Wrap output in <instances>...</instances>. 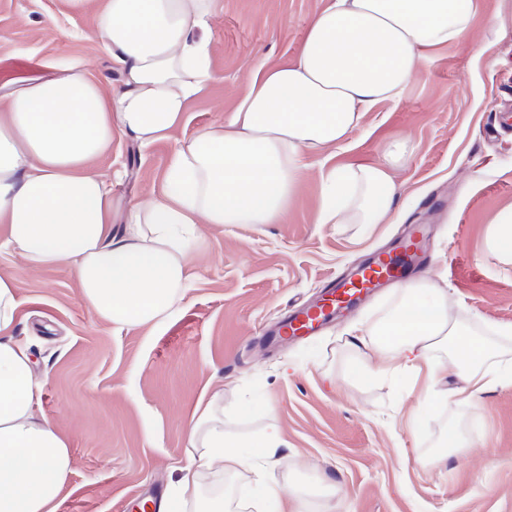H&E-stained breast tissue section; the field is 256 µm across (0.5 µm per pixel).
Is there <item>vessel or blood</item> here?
I'll return each instance as SVG.
<instances>
[{"instance_id":"b4317fda","label":"vessel or blood","mask_w":512,"mask_h":512,"mask_svg":"<svg viewBox=\"0 0 512 512\" xmlns=\"http://www.w3.org/2000/svg\"><path fill=\"white\" fill-rule=\"evenodd\" d=\"M423 225H414L408 238L395 251L374 255L348 276L330 282L320 299L312 305L294 310L279 324V338H300L316 333L336 312L365 300L378 288L403 279L420 265Z\"/></svg>"}]
</instances>
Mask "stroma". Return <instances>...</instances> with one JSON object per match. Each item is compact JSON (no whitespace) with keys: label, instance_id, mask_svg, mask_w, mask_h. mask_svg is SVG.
Returning <instances> with one entry per match:
<instances>
[{"label":"stroma","instance_id":"stroma-1","mask_svg":"<svg viewBox=\"0 0 512 512\" xmlns=\"http://www.w3.org/2000/svg\"><path fill=\"white\" fill-rule=\"evenodd\" d=\"M103 0H0V82L42 63H73L116 85L102 48ZM215 75L166 138L139 147L125 134L90 167L112 190L116 217L129 201L167 191L179 144L223 123L252 73L292 63L312 18L331 0H214ZM512 0H478L473 32L428 48L400 101L364 112L337 147L301 158L304 177L275 224H205L191 280L163 324L120 328L83 301L74 270L25 266L0 224V276L16 278L17 335L40 386L36 412L66 439L72 471L58 512H139L150 490H170L188 460V429L203 396L223 389L224 431L249 438L277 427L286 441L270 481L305 488L325 512H512V386L473 404L422 402V384L353 378L346 331L394 302L392 288L337 314L315 336L267 348L263 332L292 306L317 300L325 280L389 247L405 224H431L422 276L448 298V316L512 324V266L486 249L496 216L512 208ZM409 138L393 168L400 219L319 223L320 181L334 167L369 165L380 145ZM254 398L270 413L235 414ZM463 447L439 466L448 427Z\"/></svg>","mask_w":512,"mask_h":512}]
</instances>
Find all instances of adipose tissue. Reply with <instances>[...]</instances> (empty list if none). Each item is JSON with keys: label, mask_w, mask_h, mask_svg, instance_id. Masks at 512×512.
<instances>
[{"label": "adipose tissue", "mask_w": 512, "mask_h": 512, "mask_svg": "<svg viewBox=\"0 0 512 512\" xmlns=\"http://www.w3.org/2000/svg\"><path fill=\"white\" fill-rule=\"evenodd\" d=\"M211 7L212 0H105L97 28L119 85L57 64L0 83V223L28 267L71 265L84 302L118 327L160 324L176 311L200 225L280 221L303 175L302 154L344 143L364 111L400 100L425 50L469 33L477 11L476 0H333L311 20L297 61L255 72L224 124L176 148L169 193L130 203L124 231L113 233L112 194L89 162L116 131L143 146L164 138L206 89ZM411 153L408 140H395L374 164L323 175L320 223L385 219L396 196L390 170ZM17 291L15 278L0 276V512H57L71 454L34 409L31 355L14 335ZM397 299L368 339L349 341L356 378L424 371L435 379L452 365L459 383L441 395L465 401L512 385V358L497 344L512 340V324L496 325L494 339L476 336L449 320L447 297L428 281L399 285ZM439 345L449 346L451 364L435 359ZM224 413L222 391L201 402L189 462L158 512H231L232 496L204 493L203 473L214 467L254 472L262 512H305L263 478L283 446L278 432L228 449Z\"/></svg>", "instance_id": "obj_1"}]
</instances>
